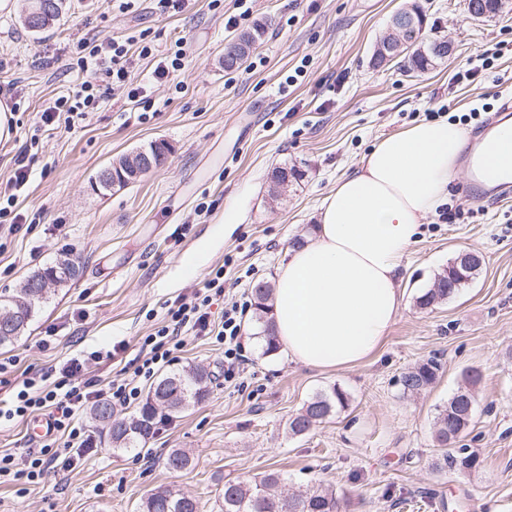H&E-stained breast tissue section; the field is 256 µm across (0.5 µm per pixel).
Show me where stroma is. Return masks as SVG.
<instances>
[{
	"label": "stroma",
	"mask_w": 512,
	"mask_h": 512,
	"mask_svg": "<svg viewBox=\"0 0 512 512\" xmlns=\"http://www.w3.org/2000/svg\"><path fill=\"white\" fill-rule=\"evenodd\" d=\"M26 0L0 12V100L12 109V132L0 141V183L15 169L21 146L29 181L18 204L19 231L0 226V295L34 271L68 257L81 276L51 288L24 335L0 347L17 366L0 374V408L23 374L43 373L91 352L101 357L91 377L108 382L141 365L143 336L191 296L200 278L226 266L227 295L251 301L257 283L274 282L285 251L313 230L324 198L354 171L381 137L425 120L459 116L483 102L500 106L512 83V9L472 20L465 0H249V23L228 27L223 12L197 0L168 16L153 0L120 9L117 0H66L60 22L25 28ZM417 5L421 39L444 38L445 62L423 74L392 63L372 66L377 41L392 15ZM264 33L249 61L225 72L224 44L250 25ZM102 39L146 34L159 52L187 41L184 66L152 88L146 107L114 90L71 128L41 126L44 100L70 91L85 33ZM498 52L494 72L467 85L458 68L477 53ZM306 77L286 86L301 61ZM170 146L165 163L139 181L97 190L98 174L124 155L156 141ZM301 180L270 192L278 167ZM206 203L208 210L197 213ZM447 219L431 217L403 263L404 307L383 345L344 370L318 371L266 353L254 311H246L240 376L224 379V350L190 336L172 371L202 367L212 374L199 404L161 426L139 448L117 450L90 423L98 450L74 469L48 466L29 493L0 485V512H140L151 493L172 489L195 497L200 512H218L225 482L270 471L292 494L333 485L341 512H512V199H472L464 185L448 197ZM464 251L483 264L447 301L417 305L437 275ZM58 341L41 343L46 331ZM437 359L426 389L404 394L407 369ZM480 371L475 427L466 437L481 465L460 475L438 466L434 422L469 369ZM340 389L345 407L309 433L295 436L288 420L316 394ZM190 450L191 469L165 468L167 454Z\"/></svg>",
	"instance_id": "1"
}]
</instances>
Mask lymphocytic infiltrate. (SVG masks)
<instances>
[{"mask_svg": "<svg viewBox=\"0 0 512 512\" xmlns=\"http://www.w3.org/2000/svg\"><path fill=\"white\" fill-rule=\"evenodd\" d=\"M128 52L122 40H102L94 34L80 38L76 65L83 80L68 94L45 102L41 122L50 126L85 118L117 86L125 88L128 101H142L146 89L130 77L126 67ZM223 296L224 271L219 268L212 271L189 298L169 309L166 320L144 338L142 348L146 357L133 376L111 381L106 390L95 388L93 380L87 376L89 365L84 359L69 360L56 378L48 373L24 378L9 406L0 408V420L23 421L39 413L48 414L52 434L62 439L63 445L55 448L46 443L27 449L21 460L14 454L1 452L0 484H39L46 463L67 469L89 454L95 439L83 420L84 410L105 394L123 406L140 401L141 380L152 378L161 368L174 363V355L182 350L187 332L211 337L223 346L224 378L233 380L245 361L240 338L246 306L242 303L225 306L221 319H213L211 307Z\"/></svg>", "mask_w": 512, "mask_h": 512, "instance_id": "f902f5d3", "label": "lymphocytic infiltrate"}]
</instances>
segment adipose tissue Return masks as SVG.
I'll return each instance as SVG.
<instances>
[{"mask_svg":"<svg viewBox=\"0 0 512 512\" xmlns=\"http://www.w3.org/2000/svg\"><path fill=\"white\" fill-rule=\"evenodd\" d=\"M465 139L458 123L421 121L380 138L337 180L278 269L272 332L289 361L340 370L380 348L400 314L404 257L447 202Z\"/></svg>","mask_w":512,"mask_h":512,"instance_id":"obj_1","label":"adipose tissue"}]
</instances>
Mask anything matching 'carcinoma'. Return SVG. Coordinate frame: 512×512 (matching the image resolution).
<instances>
[{
  "mask_svg": "<svg viewBox=\"0 0 512 512\" xmlns=\"http://www.w3.org/2000/svg\"><path fill=\"white\" fill-rule=\"evenodd\" d=\"M39 12H27L25 26L39 32L60 19L63 0H37ZM403 67L408 71L425 73L434 68L441 57L431 46L419 47L405 54ZM133 182L132 174L125 171L111 172L104 169L97 179V189L107 191L117 185L125 186ZM480 265L469 270L457 269L455 264L438 274L431 288L418 297L417 303L428 308L454 296L461 288L471 282ZM79 276V272L68 265L57 262L46 266L30 276L11 296L0 299V311H15L22 319L10 330L0 328V345L17 340L26 329L36 308L47 296L40 288L41 282L49 280L56 286H62ZM271 288L257 284L253 289L257 320L263 322L266 336V352L278 349L274 337L270 334L269 299ZM440 370V364L430 359L407 372L399 379L403 392L417 393L431 385ZM480 380V373L472 369L465 374L463 384L448 399V403L435 421L434 441L439 447L443 465L460 473L471 472L480 466V457L475 450L461 445L463 438L471 433L473 424L475 397L474 388ZM211 373L205 368L175 372L159 379L147 395L145 403L130 422L114 419L112 405L99 403L94 409V418L98 421L112 419L108 437L115 449L137 448L154 437L159 425L184 412L193 403L203 400L208 394ZM347 404L346 395L339 389L331 393H319L308 401L289 419L288 428L293 435H304L316 424L333 415L337 407ZM193 464V458L182 449H174L169 454L166 467L170 471L185 470ZM280 475L266 473L250 482L229 481L224 484L220 494L221 512H338L336 491L322 485L311 487L304 492L293 494L286 499L280 497L278 485ZM141 512H198L195 499L177 491L164 490L149 496L141 504Z\"/></svg>",
  "mask_w": 512,
  "mask_h": 512,
  "instance_id": "carcinoma-1",
  "label": "carcinoma"
}]
</instances>
